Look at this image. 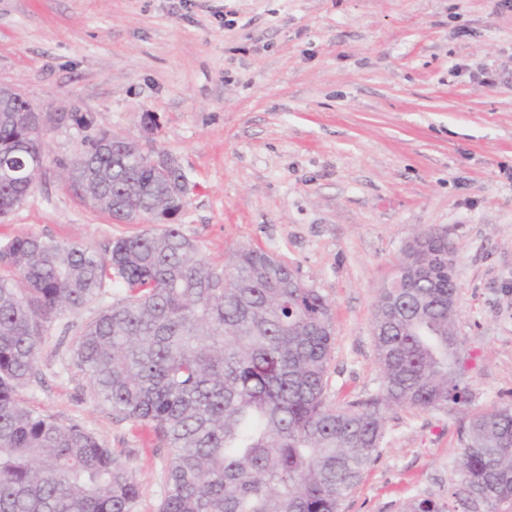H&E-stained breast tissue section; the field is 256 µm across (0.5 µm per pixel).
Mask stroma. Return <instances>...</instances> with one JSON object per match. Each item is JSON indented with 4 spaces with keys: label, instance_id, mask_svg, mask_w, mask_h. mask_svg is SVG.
I'll list each match as a JSON object with an SVG mask.
<instances>
[{
    "label": "stroma",
    "instance_id": "35a3bbf8",
    "mask_svg": "<svg viewBox=\"0 0 512 512\" xmlns=\"http://www.w3.org/2000/svg\"><path fill=\"white\" fill-rule=\"evenodd\" d=\"M496 83L481 85L483 72ZM0 83L41 112L79 110L174 158L178 221L210 263L240 247L293 266L326 297L327 400L380 395L372 320L404 248L431 229L457 248V331L472 410L512 402V4L503 0H0ZM47 161L0 240L34 233L101 249L138 232L87 205ZM97 304L55 319L25 405L77 422L134 471L158 512L168 451L88 391L59 345ZM379 456L343 512L444 496L467 424L457 409L389 408Z\"/></svg>",
    "mask_w": 512,
    "mask_h": 512
}]
</instances>
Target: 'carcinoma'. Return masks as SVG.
I'll return each instance as SVG.
<instances>
[{
  "label": "carcinoma",
  "instance_id": "carcinoma-1",
  "mask_svg": "<svg viewBox=\"0 0 512 512\" xmlns=\"http://www.w3.org/2000/svg\"><path fill=\"white\" fill-rule=\"evenodd\" d=\"M0 113V217L22 204L44 155L47 122L82 133L90 166L68 181L120 224L153 221L102 251L36 234L0 241V512H135L134 473L77 423L22 405L40 380L49 324L120 294L68 343L91 395L148 425L169 448L159 512H341L376 460L383 409L467 408L448 236L405 248L427 272L380 289L373 329L382 394L326 402L334 345L330 305L285 261L243 246L211 265L175 223L189 187L176 161L150 165L133 141L84 112L30 122L31 103ZM123 206L112 209V200ZM448 498H411L401 512H512V402L468 415Z\"/></svg>",
  "mask_w": 512,
  "mask_h": 512
}]
</instances>
